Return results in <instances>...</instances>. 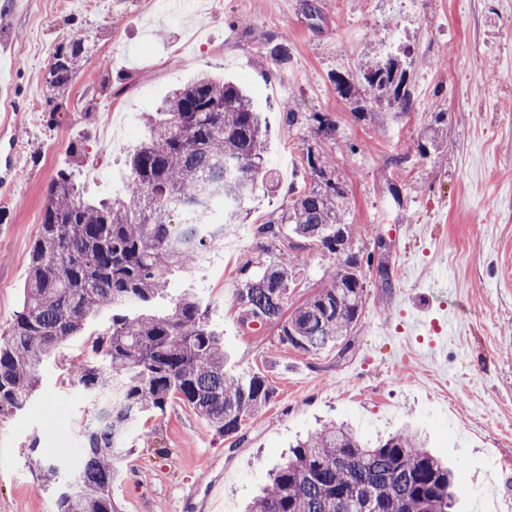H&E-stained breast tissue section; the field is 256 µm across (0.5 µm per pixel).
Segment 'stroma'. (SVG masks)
Wrapping results in <instances>:
<instances>
[{"mask_svg":"<svg viewBox=\"0 0 512 512\" xmlns=\"http://www.w3.org/2000/svg\"><path fill=\"white\" fill-rule=\"evenodd\" d=\"M9 2L0 40L11 46L24 99L13 175L0 186V332L22 305L57 171L71 169L87 197L118 193L124 157L146 134L142 113L207 74L253 88L268 125L267 163L283 187L306 182L308 149L331 158L351 249L371 260L349 347L303 352L282 324L243 323L235 295L244 274L273 256L291 263L293 309L331 264L321 247L298 262L286 241L260 239L258 226L288 196L257 190L205 268L171 278L159 308L196 289L222 334L225 372L264 375L274 397L229 438L170 402L147 421V437L134 430L126 439L112 483L118 512H242L289 443L329 420L369 441L418 427L456 471L457 512H512V0H198L176 16L166 0ZM280 40L287 64H260ZM77 41L79 70L48 99L53 53ZM400 44L413 62L414 110L338 93L336 76L358 75L371 54ZM131 121L134 136L122 137ZM432 128L447 132L436 148L424 137ZM75 143L85 162L74 163ZM379 236L387 248L376 249ZM449 313L455 325L432 350L428 323ZM107 323L100 315L67 341L24 409L0 417V512H53L56 490L43 486L30 452L77 463L75 428L90 403L69 386L68 367L90 359L88 336ZM190 486L196 496L185 507ZM475 487L487 496L473 497Z\"/></svg>","mask_w":512,"mask_h":512,"instance_id":"stroma-1","label":"stroma"}]
</instances>
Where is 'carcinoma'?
Instances as JSON below:
<instances>
[{
  "label": "carcinoma",
  "mask_w": 512,
  "mask_h": 512,
  "mask_svg": "<svg viewBox=\"0 0 512 512\" xmlns=\"http://www.w3.org/2000/svg\"><path fill=\"white\" fill-rule=\"evenodd\" d=\"M82 45L59 47L46 84L62 89L79 67ZM345 98L413 105L407 66L399 50L377 56L361 79L336 76ZM145 138L128 156L120 196L90 202L67 169L49 187L43 222L30 254L22 308L0 335V415L20 410L40 383L43 365L79 335L89 318L112 312L93 339V359L71 364L70 386L90 401L80 422L82 463L55 512H117L112 503L114 461L128 430L174 399L191 406L222 437L261 412L274 390L265 376L224 372V348L202 301L185 290L170 310L169 275L197 265L240 218L257 186L278 188L265 159L267 127L253 98L238 84L204 76L174 88L155 111L142 115ZM314 185L287 190L288 206L260 225L265 238L288 239L293 250L314 243L336 269L320 291L285 315L292 272L277 258L241 281L236 301L253 323L285 320L294 348L311 352L342 343L363 305L362 261L347 242L343 191L328 161L308 150ZM46 486L58 467L35 458ZM454 475L405 429L375 445L345 424L327 423L297 441L246 512H451Z\"/></svg>",
  "instance_id": "cac0c4a2"
}]
</instances>
